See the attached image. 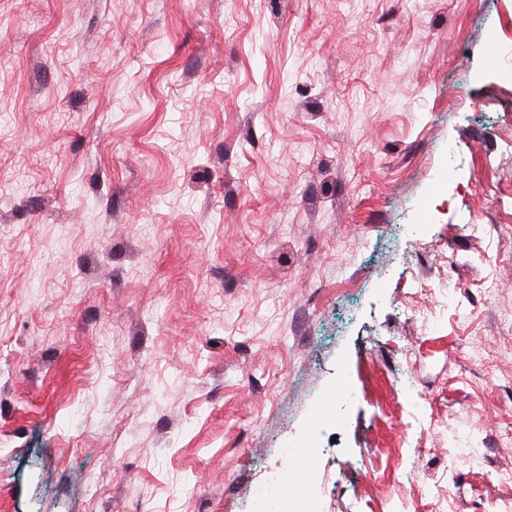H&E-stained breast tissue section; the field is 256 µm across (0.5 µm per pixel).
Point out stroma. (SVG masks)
Instances as JSON below:
<instances>
[{
	"label": "stroma",
	"mask_w": 512,
	"mask_h": 512,
	"mask_svg": "<svg viewBox=\"0 0 512 512\" xmlns=\"http://www.w3.org/2000/svg\"><path fill=\"white\" fill-rule=\"evenodd\" d=\"M510 22L0 0V512H512ZM279 481L275 477H270L266 481L254 486L250 491V496L259 504L271 503L279 512H323L324 498L315 495L295 496V505L290 507L288 493H297L301 486L296 482L292 470L286 467L281 474V491L283 496L288 497V511H284L286 503H283L278 497ZM314 504L313 507L304 506Z\"/></svg>",
	"instance_id": "35a3bbf8"
}]
</instances>
